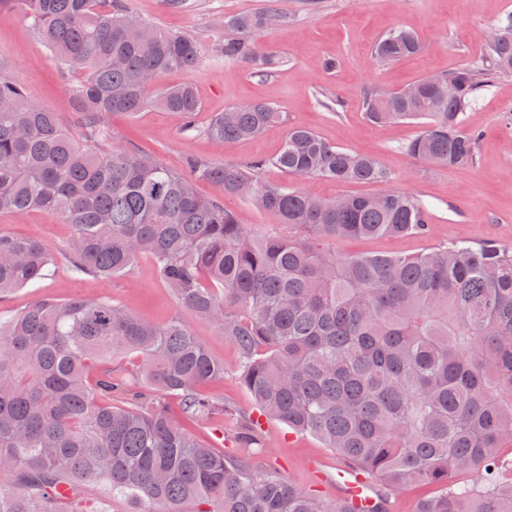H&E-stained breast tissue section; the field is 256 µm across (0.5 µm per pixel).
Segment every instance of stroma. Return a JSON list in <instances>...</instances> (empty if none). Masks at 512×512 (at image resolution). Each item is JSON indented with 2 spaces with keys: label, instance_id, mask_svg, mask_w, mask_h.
Masks as SVG:
<instances>
[{
  "label": "stroma",
  "instance_id": "1",
  "mask_svg": "<svg viewBox=\"0 0 512 512\" xmlns=\"http://www.w3.org/2000/svg\"><path fill=\"white\" fill-rule=\"evenodd\" d=\"M142 21L194 37L203 51L193 71L175 70L161 76L164 85L192 83L201 101L194 118L206 126L210 118L231 107L264 101L286 116L247 141L218 143L186 136L176 116L147 108L133 116L114 114L108 149L136 148L180 170L186 157L214 164L236 165L277 154L289 127L314 130L338 147L374 155L391 174L396 188L422 200L432 214L428 236H384L330 241V250L344 255L410 256L454 241L494 243L512 247V73L500 75L469 108L463 122L478 133L476 159L463 168L438 167L412 160L405 143L419 124H371L363 99L375 87L398 89L422 77L475 66L486 59L485 35L506 15L512 0H127ZM272 8L287 16L286 24L259 36L272 65L260 69L216 57L224 40L225 16ZM414 31L421 52L392 64L377 61L372 48L388 31ZM337 68L325 69L327 60ZM0 65L17 78L28 97L57 113L64 126L79 131L80 117L72 88L80 77L62 72L42 38L23 15L0 9ZM197 191L223 198L225 209L241 223L263 233L278 232L270 217L238 196H223L219 187L201 181ZM0 231L40 239L53 249L64 248L72 227L58 214L33 209L23 215L0 213ZM107 298L156 323L178 316L190 326L210 353L224 363V378L206 385L207 394L223 401L221 415L191 422L197 437L227 453H240L237 415L256 413L250 393L240 384L233 341L213 323L180 305L160 279L150 256H140L125 275L100 279L74 277L65 258L53 273L34 286L0 298V311L16 313L40 298ZM266 449L261 468L285 475L317 499L334 503L338 492L333 476L339 456L310 435L295 433L279 421L262 418Z\"/></svg>",
  "mask_w": 512,
  "mask_h": 512
}]
</instances>
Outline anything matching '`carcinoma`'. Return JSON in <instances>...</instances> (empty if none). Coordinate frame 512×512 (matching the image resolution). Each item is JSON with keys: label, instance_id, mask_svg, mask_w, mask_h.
I'll use <instances>...</instances> for the list:
<instances>
[{"label": "carcinoma", "instance_id": "cac0c4a2", "mask_svg": "<svg viewBox=\"0 0 512 512\" xmlns=\"http://www.w3.org/2000/svg\"><path fill=\"white\" fill-rule=\"evenodd\" d=\"M58 64L82 72L74 89L83 136L0 74V212L52 210L72 225L73 275L113 278L143 254L178 302L212 322L239 351L241 384L261 415L312 435L376 476L389 490L435 485L416 512H512V248L466 242L413 256L338 255L321 243L430 232V210L412 194L316 198L271 184L289 177L387 183L367 153L340 148L311 129H288L272 159L216 165L197 158L174 170L136 149L101 151L107 114L147 107L176 113L195 131L194 86L152 84L199 66L190 35L150 26L124 0H14ZM287 17L272 9L224 18L226 61L268 65L259 34ZM488 39L490 65L423 77L400 89L366 92L375 125L418 121L405 145L439 166L473 162L478 134L462 116L497 75L512 72V16ZM421 51L417 35L393 29L373 47L394 63ZM456 92L448 95V83ZM283 119L265 102L215 115L204 133L246 140ZM207 180L246 198L282 235H263L216 198ZM55 251L35 238L0 233V296L49 276ZM142 358L131 391L112 360ZM100 363L94 386L89 364ZM224 377L190 327L163 324L107 299L40 298L0 312V512H108L91 499L96 482L133 512H350L327 504L277 471L263 470L259 419L242 417L238 442L253 455L200 443L170 416L165 396L204 418L216 403L199 386ZM459 473L479 480L460 484Z\"/></svg>", "mask_w": 512, "mask_h": 512}]
</instances>
